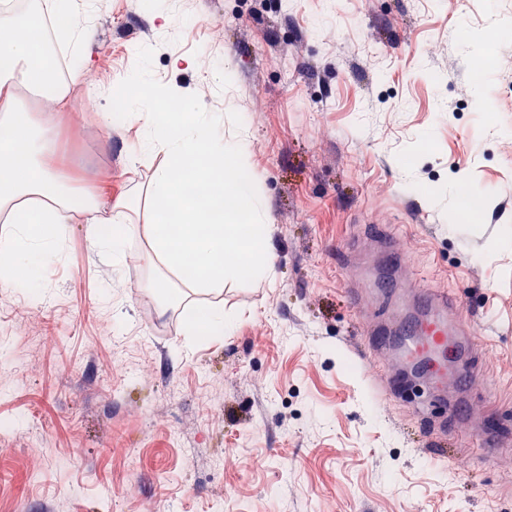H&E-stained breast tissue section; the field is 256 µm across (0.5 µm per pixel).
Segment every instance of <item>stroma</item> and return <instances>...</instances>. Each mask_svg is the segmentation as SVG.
<instances>
[{
	"label": "stroma",
	"instance_id": "1",
	"mask_svg": "<svg viewBox=\"0 0 512 512\" xmlns=\"http://www.w3.org/2000/svg\"><path fill=\"white\" fill-rule=\"evenodd\" d=\"M96 5V98L59 132L78 187L139 198L161 164L132 162L138 124L108 119L153 48L157 80L244 136L272 258L260 283L166 304L147 286V203L120 267L61 225L31 280L0 286V512H512V449L474 432L493 409L512 425V0ZM424 276L461 300L493 388L464 418L429 381L386 396L405 368L369 353ZM211 305L231 333L186 335Z\"/></svg>",
	"mask_w": 512,
	"mask_h": 512
}]
</instances>
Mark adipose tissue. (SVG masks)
Returning <instances> with one entry per match:
<instances>
[{"mask_svg": "<svg viewBox=\"0 0 512 512\" xmlns=\"http://www.w3.org/2000/svg\"><path fill=\"white\" fill-rule=\"evenodd\" d=\"M36 10L20 14L0 10V279L21 283L28 279L33 254H47L62 224L86 222L96 247L105 250L113 265L126 260L133 231L131 199L76 189L71 170L58 157V130L67 125L79 104L76 89L84 64L67 77L42 78V64L34 44L9 37V30L35 19ZM47 101L48 115L30 111L26 99Z\"/></svg>", "mask_w": 512, "mask_h": 512, "instance_id": "adipose-tissue-1", "label": "adipose tissue"}]
</instances>
